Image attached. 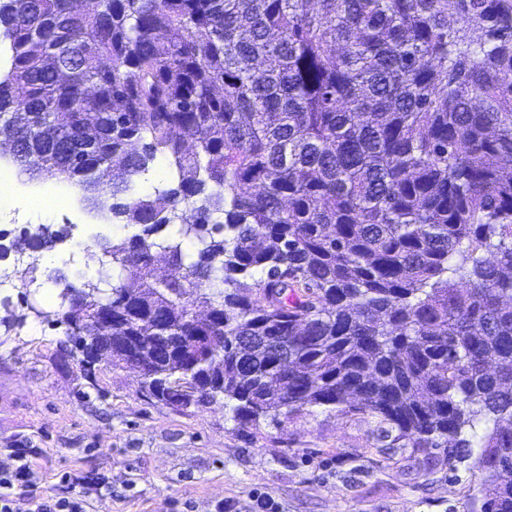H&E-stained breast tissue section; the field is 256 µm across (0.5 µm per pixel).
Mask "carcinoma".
Listing matches in <instances>:
<instances>
[{"label":"carcinoma","mask_w":512,"mask_h":512,"mask_svg":"<svg viewBox=\"0 0 512 512\" xmlns=\"http://www.w3.org/2000/svg\"><path fill=\"white\" fill-rule=\"evenodd\" d=\"M0 0V141L140 233L103 238L118 369L188 400L224 380L240 428L309 408L369 414L425 452L478 449L480 512H512V0ZM178 183L123 198L156 159ZM223 215L215 221L213 216ZM179 226L177 238L160 239ZM34 228L23 244L52 245ZM194 249L185 262L183 244ZM491 253L490 261L484 254ZM127 274L142 293L129 298ZM224 341L196 336L192 306ZM220 337L221 336H190L177 341H169L166 339L165 344L170 354L190 357L198 349L209 347L215 340L220 339Z\"/></svg>","instance_id":"obj_1"}]
</instances>
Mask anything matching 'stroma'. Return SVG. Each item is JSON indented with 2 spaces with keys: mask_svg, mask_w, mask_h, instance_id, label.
<instances>
[{
  "mask_svg": "<svg viewBox=\"0 0 512 512\" xmlns=\"http://www.w3.org/2000/svg\"><path fill=\"white\" fill-rule=\"evenodd\" d=\"M69 212H37L26 200L0 212V234L13 240L29 227L89 225L84 236L59 238L58 261L37 281L0 292V471L22 454L34 470L35 495L63 497L67 472L102 473L111 484L94 493L88 512H257L271 498L277 512H478L487 474L476 456L449 461L443 449L423 453L386 435L363 413L310 409L282 425L243 430L222 402L182 412L142 393L137 376L110 365L86 380L60 348L66 328L60 299L45 300L52 276L72 282L97 273L95 236L125 239L135 226L98 221L83 202Z\"/></svg>",
  "mask_w": 512,
  "mask_h": 512,
  "instance_id": "1",
  "label": "stroma"
}]
</instances>
